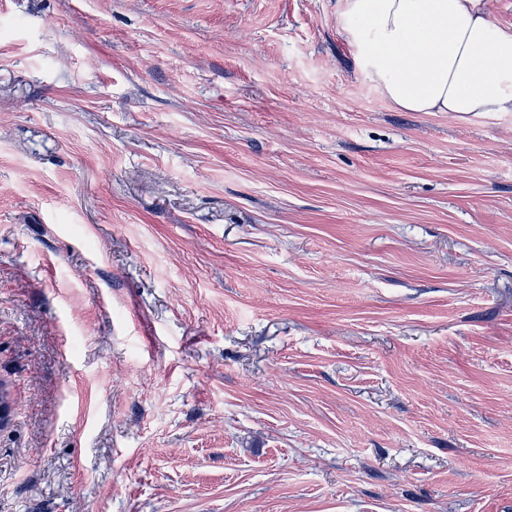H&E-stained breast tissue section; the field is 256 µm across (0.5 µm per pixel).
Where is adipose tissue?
Wrapping results in <instances>:
<instances>
[{"mask_svg": "<svg viewBox=\"0 0 512 512\" xmlns=\"http://www.w3.org/2000/svg\"><path fill=\"white\" fill-rule=\"evenodd\" d=\"M341 18L392 110L512 113V26L485 0H343Z\"/></svg>", "mask_w": 512, "mask_h": 512, "instance_id": "1", "label": "adipose tissue"}]
</instances>
